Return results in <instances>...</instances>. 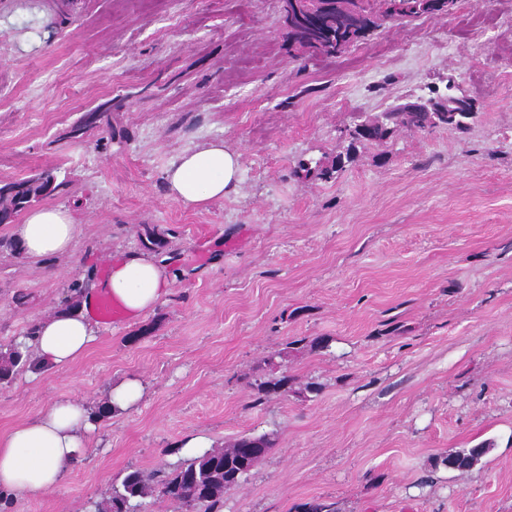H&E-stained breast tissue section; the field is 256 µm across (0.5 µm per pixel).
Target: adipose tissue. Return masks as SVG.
<instances>
[{
    "label": "adipose tissue",
    "instance_id": "ef3b65f1",
    "mask_svg": "<svg viewBox=\"0 0 512 512\" xmlns=\"http://www.w3.org/2000/svg\"><path fill=\"white\" fill-rule=\"evenodd\" d=\"M169 194L186 207H203L235 191L241 181L240 155L223 141L186 148L166 171ZM79 233L72 210L37 207L27 211L13 237L23 254L37 260L68 254ZM171 289L165 264L147 253L113 255L107 275L93 283L78 309L36 324L32 341L36 371L68 369L96 341L92 305L112 297L128 319L154 310ZM95 424L79 403L59 399L10 432L0 435V495L35 499L58 487L84 453Z\"/></svg>",
    "mask_w": 512,
    "mask_h": 512
}]
</instances>
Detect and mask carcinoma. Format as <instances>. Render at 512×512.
I'll return each mask as SVG.
<instances>
[{
    "label": "carcinoma",
    "mask_w": 512,
    "mask_h": 512,
    "mask_svg": "<svg viewBox=\"0 0 512 512\" xmlns=\"http://www.w3.org/2000/svg\"><path fill=\"white\" fill-rule=\"evenodd\" d=\"M384 0H332L330 10L317 16V22L306 20L288 30V48L304 51L333 41L336 49L343 52L355 43L366 39L382 27L379 23ZM472 100L453 95L409 97L386 111L369 117L377 124L379 139L388 141L400 128L431 131L437 128H454L465 131L475 113ZM347 142L344 150L337 153L330 165L318 164L306 172H313L324 181L331 180L351 162L360 146L372 145L361 129L342 134ZM35 365L30 347L19 341L0 351V384L12 382L20 371ZM267 366L272 376L257 384L258 392L272 396L292 391V379L276 370L275 357ZM272 445L271 434L240 436L222 448H210L203 453L180 461L165 476L157 471L135 468L129 471L120 485L112 487L108 496L95 503V512H148V498H160L176 503L185 512H213L224 503V494L239 487L241 482L266 456ZM493 443L484 441L471 448H461L441 459L452 470L466 471L477 465L492 449Z\"/></svg>",
    "instance_id": "1"
}]
</instances>
